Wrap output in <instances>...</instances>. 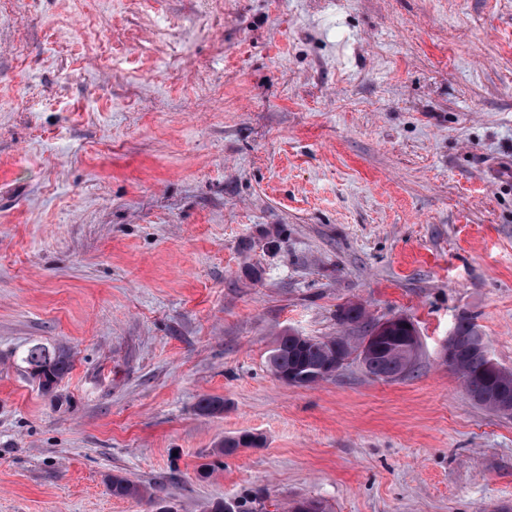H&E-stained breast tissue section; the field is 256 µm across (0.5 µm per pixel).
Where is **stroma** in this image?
Instances as JSON below:
<instances>
[{
    "instance_id": "35a3bbf8",
    "label": "stroma",
    "mask_w": 512,
    "mask_h": 512,
    "mask_svg": "<svg viewBox=\"0 0 512 512\" xmlns=\"http://www.w3.org/2000/svg\"><path fill=\"white\" fill-rule=\"evenodd\" d=\"M350 304L412 373L272 374ZM464 315L512 371V0H0V512H512ZM454 332L444 344V361L451 362L457 356L458 336L460 354L453 369L460 375L470 400L475 405L499 415L495 393L506 392L512 398V372L490 369L491 359L485 340L483 339L484 348L478 347L472 340V336H482L472 317H460ZM21 362L26 365L29 375L38 380L39 388L45 393L55 392L71 368V358L65 351L41 344L28 348ZM261 444L262 440L259 436L245 432L234 437L224 438V441L215 450L218 455L229 457L236 454L240 448L258 447Z\"/></svg>"
}]
</instances>
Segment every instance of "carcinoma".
I'll use <instances>...</instances> for the list:
<instances>
[{"mask_svg":"<svg viewBox=\"0 0 512 512\" xmlns=\"http://www.w3.org/2000/svg\"><path fill=\"white\" fill-rule=\"evenodd\" d=\"M343 323L362 327L365 335L380 331L382 339L373 344L366 371L383 380H396L408 373L415 363L413 351L407 348L405 338L412 329L404 320L380 329V323L370 322L363 307L350 304L341 313ZM458 336L460 354L454 370L460 375L470 400L477 406L494 414L498 413L496 393L505 392L512 397V372L490 369L488 348L475 345L472 337L481 335L477 324L470 316H462L454 327ZM336 340L316 339L286 331L276 337L274 347L268 356V366L272 373L290 386H310L316 378L328 380L336 375V351L332 345ZM21 362L31 377L38 380L39 388L45 393H53L71 368L70 356L55 347L36 344L28 348ZM199 410L209 416L224 413V399L217 396L203 398ZM260 437L252 433H242L224 439L216 448L222 456H232L241 448L258 447ZM109 491L117 498H135L141 495L136 483L122 475H113L108 482Z\"/></svg>","mask_w":512,"mask_h":512,"instance_id":"1","label":"carcinoma"}]
</instances>
